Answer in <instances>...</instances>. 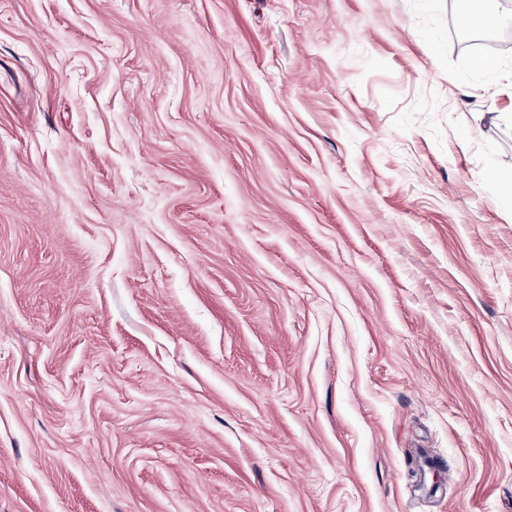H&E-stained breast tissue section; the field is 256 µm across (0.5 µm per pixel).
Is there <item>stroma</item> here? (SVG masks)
<instances>
[{"label":"stroma","mask_w":512,"mask_h":512,"mask_svg":"<svg viewBox=\"0 0 512 512\" xmlns=\"http://www.w3.org/2000/svg\"><path fill=\"white\" fill-rule=\"evenodd\" d=\"M459 2L0 0V512H512Z\"/></svg>","instance_id":"1"}]
</instances>
